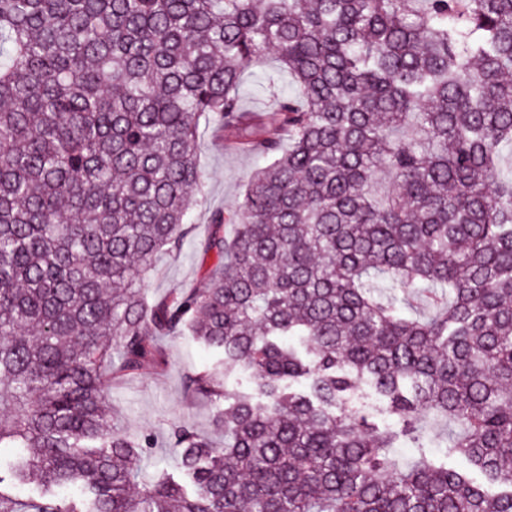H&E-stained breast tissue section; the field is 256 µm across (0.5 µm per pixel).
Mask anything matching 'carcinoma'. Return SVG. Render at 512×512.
Masks as SVG:
<instances>
[{"mask_svg": "<svg viewBox=\"0 0 512 512\" xmlns=\"http://www.w3.org/2000/svg\"><path fill=\"white\" fill-rule=\"evenodd\" d=\"M202 117L269 163L204 285L151 302ZM509 156L512 0H0V512H512ZM182 336L224 445L176 421L146 476L112 385ZM439 425L506 490L395 453Z\"/></svg>", "mask_w": 512, "mask_h": 512, "instance_id": "obj_1", "label": "carcinoma"}]
</instances>
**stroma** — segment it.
Instances as JSON below:
<instances>
[{"mask_svg": "<svg viewBox=\"0 0 512 512\" xmlns=\"http://www.w3.org/2000/svg\"><path fill=\"white\" fill-rule=\"evenodd\" d=\"M197 153L205 173L204 200L192 212V232L181 250L161 255L148 276L145 290L152 300L173 289L201 287L215 262L213 254L205 250V240L212 231L210 216L214 211L237 205L257 167L253 156L224 149L204 122L199 125ZM166 353L167 365L161 374L125 379L113 387L111 404L115 424L131 433L151 436L153 463L171 470L177 453L168 445V431L175 418L184 417L202 434L211 432L209 404L187 396L183 379L204 369L213 358L186 337L167 343Z\"/></svg>", "mask_w": 512, "mask_h": 512, "instance_id": "stroma-1", "label": "stroma"}]
</instances>
